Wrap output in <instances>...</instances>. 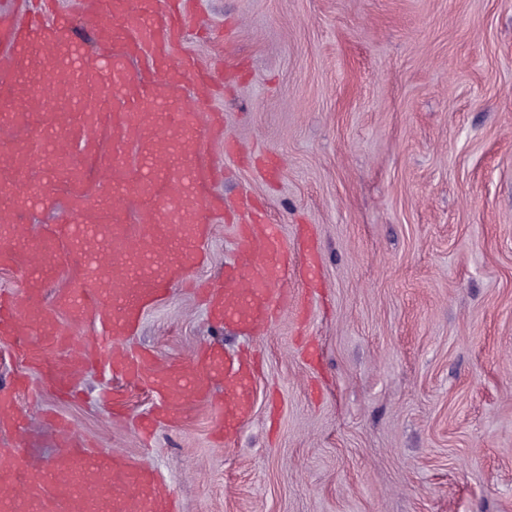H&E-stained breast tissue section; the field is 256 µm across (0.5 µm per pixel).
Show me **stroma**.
<instances>
[{"label":"stroma","mask_w":512,"mask_h":512,"mask_svg":"<svg viewBox=\"0 0 512 512\" xmlns=\"http://www.w3.org/2000/svg\"><path fill=\"white\" fill-rule=\"evenodd\" d=\"M182 52L214 70L197 110L224 114L227 209L200 282L234 253L258 201L289 256L314 241V282L291 272L276 320L247 335L172 285L125 348L159 370L203 346L259 353L250 416L214 442L207 401H182L153 447L99 390L22 402L23 457L57 453L43 415L155 470L177 512H512V0H195ZM24 213L32 236L72 206L64 182Z\"/></svg>","instance_id":"35a3bbf8"}]
</instances>
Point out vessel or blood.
Here are the masks:
<instances>
[{
	"mask_svg": "<svg viewBox=\"0 0 512 512\" xmlns=\"http://www.w3.org/2000/svg\"><path fill=\"white\" fill-rule=\"evenodd\" d=\"M182 0H82L77 13L57 9L55 0H33L23 14L0 12V129L23 119L18 103L43 96L31 72L41 54L69 39L76 28L94 22L98 39L112 46V59L89 64L73 51V78L57 91L70 102L66 112L45 118L57 144L56 156L69 162L67 187L74 215L90 199L89 179L112 191L113 197L134 195L142 206L135 213L115 207L105 238L112 265L90 272L72 262L73 238L88 235V226L63 222L40 239L29 240L28 227L0 226V266L24 268L22 293L0 292V337L13 343L30 366L44 370L61 396L72 393L80 372L99 360L89 348L55 361L52 349L65 337L56 326L58 309L74 310L83 319L107 325L114 343L108 366L123 381L144 385L158 397L140 431L151 441L157 426L175 418L181 398L168 376L155 370L150 354L129 353L118 345L138 327L147 310L157 305L169 286L185 282L203 259L209 237L208 217L223 213V200L211 193L224 170L201 154L182 155L177 167L155 155L151 133H189L201 140L224 137L222 114L195 112L184 101V90L197 98L211 94V77L190 58H177L186 12ZM145 58L147 66L130 71L128 61ZM112 90L118 106L98 111L95 94ZM69 262L72 286L57 306L44 304L45 280L39 259L49 256ZM288 284V256L275 225L254 219L239 235L232 263L224 268V284L211 288L207 304L216 318L233 322L250 333L273 319V296ZM194 397H208L212 374L223 370L228 390L215 401L221 424L216 437L237 430L252 411L255 367L248 358L224 357L221 351L202 353L195 361ZM16 380L0 392V433L18 434L21 414L17 392L28 391ZM62 451L44 473H32L18 448L0 451V512H173L170 495L156 472L135 467L100 449L85 447L66 418L55 420Z\"/></svg>",
	"mask_w": 512,
	"mask_h": 512,
	"instance_id": "obj_1",
	"label": "vessel or blood"
}]
</instances>
